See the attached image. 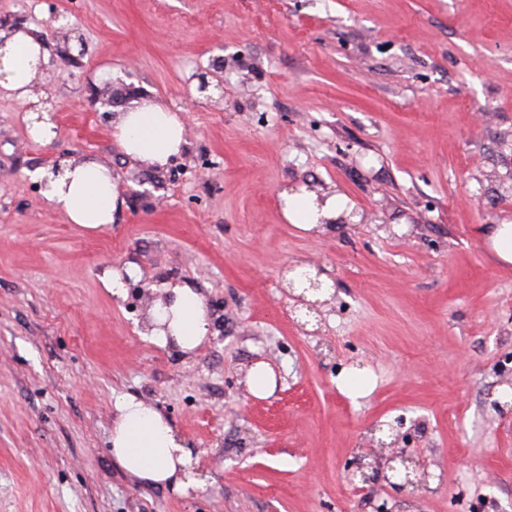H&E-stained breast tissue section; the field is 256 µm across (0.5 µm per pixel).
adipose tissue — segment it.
<instances>
[{"instance_id":"adipose-tissue-1","label":"adipose tissue","mask_w":512,"mask_h":512,"mask_svg":"<svg viewBox=\"0 0 512 512\" xmlns=\"http://www.w3.org/2000/svg\"><path fill=\"white\" fill-rule=\"evenodd\" d=\"M46 53L40 38L30 32H0V91L28 96ZM112 135L134 164L151 169L166 166L186 141L184 123L158 100L143 95L120 112ZM45 196L50 205L71 222L95 230L112 223L123 199L107 164L73 160L60 170H43ZM341 201H317L310 193L286 198V216L297 228L309 231L320 221L335 217ZM150 336L159 346L176 345L181 352L197 349L209 331L208 312L201 294L188 284L168 287L154 307ZM115 416L109 442L114 461L130 476L153 486L182 490L193 486L191 452L171 422L156 408L134 396L114 403Z\"/></svg>"}]
</instances>
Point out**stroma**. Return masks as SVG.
I'll return each mask as SVG.
<instances>
[{"label":"stroma","mask_w":512,"mask_h":512,"mask_svg":"<svg viewBox=\"0 0 512 512\" xmlns=\"http://www.w3.org/2000/svg\"><path fill=\"white\" fill-rule=\"evenodd\" d=\"M14 28L43 41L59 112L41 141L0 97V512H512V265L481 232L512 222V0H0ZM105 85L178 112L184 150L129 161ZM61 156L125 177L112 223L49 205L35 174ZM305 187L344 198L333 228L288 221ZM313 263L333 294L306 310L281 271ZM175 283L210 317L188 358L144 335ZM124 395L171 421L199 484L115 463ZM401 450L415 469L347 482ZM277 376L265 362H257L246 375L245 385L250 395L258 399L271 396L277 388Z\"/></svg>","instance_id":"obj_1"}]
</instances>
